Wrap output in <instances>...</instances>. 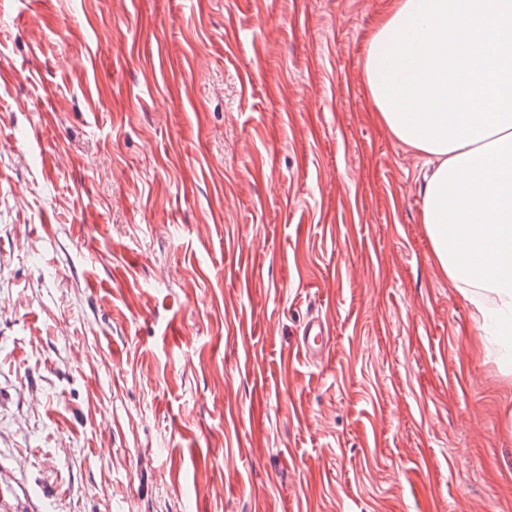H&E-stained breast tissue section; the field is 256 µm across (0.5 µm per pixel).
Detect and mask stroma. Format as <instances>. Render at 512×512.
<instances>
[{
    "instance_id": "35a3bbf8",
    "label": "stroma",
    "mask_w": 512,
    "mask_h": 512,
    "mask_svg": "<svg viewBox=\"0 0 512 512\" xmlns=\"http://www.w3.org/2000/svg\"><path fill=\"white\" fill-rule=\"evenodd\" d=\"M393 3L0 0L9 506L512 512V365L366 86ZM328 327L321 317L312 318L299 336L297 347L306 359L311 361L322 357L327 344Z\"/></svg>"
}]
</instances>
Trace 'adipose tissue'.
Instances as JSON below:
<instances>
[{
  "label": "adipose tissue",
  "mask_w": 512,
  "mask_h": 512,
  "mask_svg": "<svg viewBox=\"0 0 512 512\" xmlns=\"http://www.w3.org/2000/svg\"><path fill=\"white\" fill-rule=\"evenodd\" d=\"M365 73L392 136L437 162L422 210L436 263L512 328V0H396Z\"/></svg>",
  "instance_id": "adipose-tissue-1"
}]
</instances>
